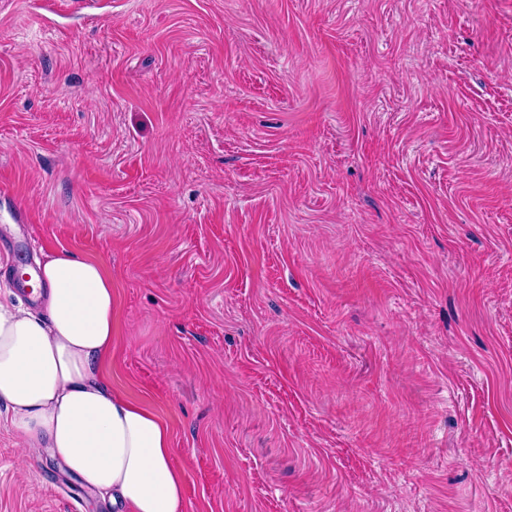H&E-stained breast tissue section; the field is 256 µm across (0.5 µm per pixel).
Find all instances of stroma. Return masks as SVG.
I'll return each instance as SVG.
<instances>
[{
    "label": "stroma",
    "instance_id": "1",
    "mask_svg": "<svg viewBox=\"0 0 512 512\" xmlns=\"http://www.w3.org/2000/svg\"><path fill=\"white\" fill-rule=\"evenodd\" d=\"M100 260L184 512H512V0H0V284ZM0 512H115L0 406Z\"/></svg>",
    "mask_w": 512,
    "mask_h": 512
}]
</instances>
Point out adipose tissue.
Wrapping results in <instances>:
<instances>
[{
	"label": "adipose tissue",
	"mask_w": 512,
	"mask_h": 512,
	"mask_svg": "<svg viewBox=\"0 0 512 512\" xmlns=\"http://www.w3.org/2000/svg\"><path fill=\"white\" fill-rule=\"evenodd\" d=\"M36 315L0 301V404L21 444L50 448L118 512H183L184 472L171 431L112 387V278L67 253L38 262L27 282Z\"/></svg>",
	"instance_id": "obj_1"
}]
</instances>
